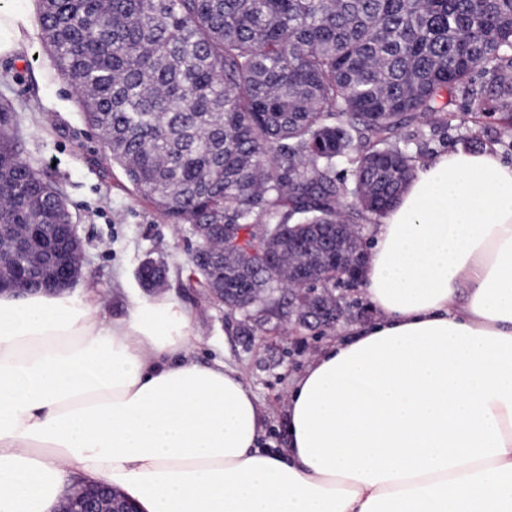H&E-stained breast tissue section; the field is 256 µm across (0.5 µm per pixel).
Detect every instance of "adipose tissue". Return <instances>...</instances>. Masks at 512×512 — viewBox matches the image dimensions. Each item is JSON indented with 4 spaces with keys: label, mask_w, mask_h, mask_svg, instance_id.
Instances as JSON below:
<instances>
[{
    "label": "adipose tissue",
    "mask_w": 512,
    "mask_h": 512,
    "mask_svg": "<svg viewBox=\"0 0 512 512\" xmlns=\"http://www.w3.org/2000/svg\"><path fill=\"white\" fill-rule=\"evenodd\" d=\"M374 317L288 396V445L169 296L0 294V512H55L70 476L139 512H512V162L419 163L374 231Z\"/></svg>",
    "instance_id": "adipose-tissue-1"
}]
</instances>
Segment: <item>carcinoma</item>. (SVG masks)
I'll return each instance as SVG.
<instances>
[{"label":"carcinoma","mask_w":512,"mask_h":512,"mask_svg":"<svg viewBox=\"0 0 512 512\" xmlns=\"http://www.w3.org/2000/svg\"><path fill=\"white\" fill-rule=\"evenodd\" d=\"M39 2L44 46L104 164L190 226L195 282L244 336L351 314L331 265L367 257L358 223L381 218L420 162L399 130L423 138L422 118L445 128L460 102L477 125L512 126V0ZM11 126L3 104L0 225L61 239L67 200L21 157ZM35 276L23 257L0 268ZM300 283L315 290L302 303Z\"/></svg>","instance_id":"carcinoma-1"}]
</instances>
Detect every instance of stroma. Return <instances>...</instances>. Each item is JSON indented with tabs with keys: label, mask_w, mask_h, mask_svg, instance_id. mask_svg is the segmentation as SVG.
Instances as JSON below:
<instances>
[{
	"label": "stroma",
	"mask_w": 512,
	"mask_h": 512,
	"mask_svg": "<svg viewBox=\"0 0 512 512\" xmlns=\"http://www.w3.org/2000/svg\"><path fill=\"white\" fill-rule=\"evenodd\" d=\"M8 101L19 127L20 154L50 172L67 196L88 245L84 275L72 292L96 289L108 316L124 317L132 299L144 297L137 279L141 262L152 258L168 267L163 294L194 316L205 338L195 351L203 362L219 358L237 369L267 415L263 440L276 448L288 441L285 407L293 381L336 332H305L295 341L292 325L267 324L253 337L242 336L237 318L203 288L191 286L189 252L195 245L188 225L172 224L131 192L121 173H105L97 163L101 140L84 123L74 88L58 75L43 46L41 30L27 36L15 56L0 57V101ZM473 127L456 111L444 129L428 131L426 157L461 148Z\"/></svg>",
	"instance_id": "35a3bbf8"
}]
</instances>
